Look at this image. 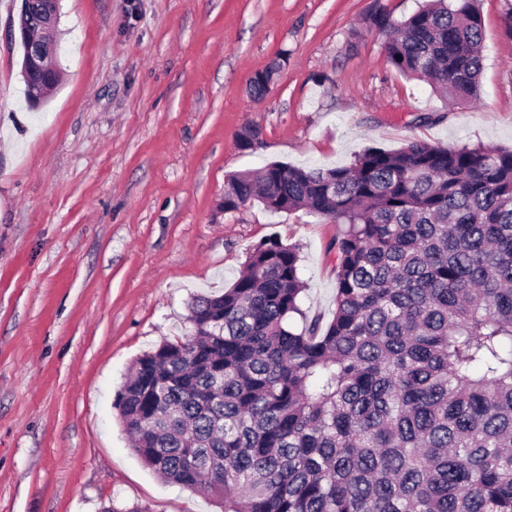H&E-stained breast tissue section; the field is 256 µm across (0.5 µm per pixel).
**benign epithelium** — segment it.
Segmentation results:
<instances>
[{
  "mask_svg": "<svg viewBox=\"0 0 512 512\" xmlns=\"http://www.w3.org/2000/svg\"><path fill=\"white\" fill-rule=\"evenodd\" d=\"M23 11L35 13L39 19L45 38L32 42L29 40V28L24 21L18 23V37L24 48L23 71L38 75L42 82L37 84L31 94L30 102L38 106L47 97V92L55 84L57 69V38L54 34V0H26Z\"/></svg>",
  "mask_w": 512,
  "mask_h": 512,
  "instance_id": "7a95c632",
  "label": "benign epithelium"
}]
</instances>
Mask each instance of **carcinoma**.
Here are the masks:
<instances>
[{
	"label": "carcinoma",
	"mask_w": 512,
	"mask_h": 512,
	"mask_svg": "<svg viewBox=\"0 0 512 512\" xmlns=\"http://www.w3.org/2000/svg\"><path fill=\"white\" fill-rule=\"evenodd\" d=\"M369 22L400 73L478 98L479 0ZM255 201L344 225L332 317L301 307L297 246H256L135 361L115 407L136 456L224 512H512V149L412 140L226 179L224 211Z\"/></svg>",
	"instance_id": "cac0c4a2"
}]
</instances>
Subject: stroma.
Returning a JSON list of instances; mask_svg holds the SVG:
<instances>
[{
	"label": "stroma",
	"instance_id": "stroma-1",
	"mask_svg": "<svg viewBox=\"0 0 512 512\" xmlns=\"http://www.w3.org/2000/svg\"><path fill=\"white\" fill-rule=\"evenodd\" d=\"M422 2L59 0L62 78L35 109L20 0H0V512H220L140 461L115 395L138 356L187 332L190 297L229 287L267 239L297 245L303 308L329 317L341 225L256 202L224 212L228 175L412 139L512 147L511 4L481 0L469 105L392 68L366 23ZM246 125L263 134L253 152Z\"/></svg>",
	"mask_w": 512,
	"mask_h": 512
}]
</instances>
